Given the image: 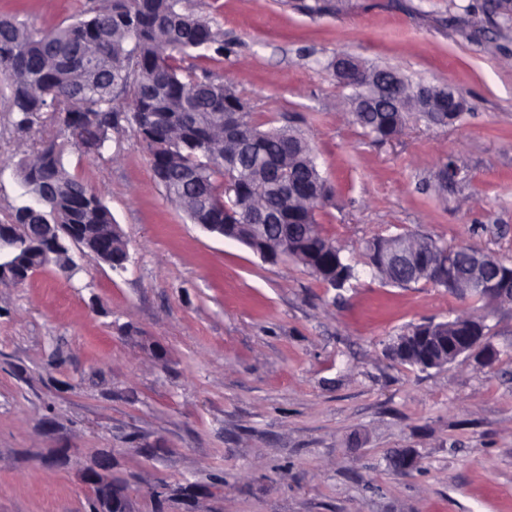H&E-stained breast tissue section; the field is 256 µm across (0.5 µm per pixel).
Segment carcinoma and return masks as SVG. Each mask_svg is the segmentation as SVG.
<instances>
[{
    "mask_svg": "<svg viewBox=\"0 0 512 512\" xmlns=\"http://www.w3.org/2000/svg\"><path fill=\"white\" fill-rule=\"evenodd\" d=\"M224 51L220 30L189 10L184 0H102L87 6L73 22L43 32L15 17L0 18V78L10 91L13 125L29 132L49 113L50 139L31 151L20 165L21 180L46 186L51 195L41 208L28 203L15 209L21 240L32 227L55 240L58 225H82L87 252L112 259L116 271L128 254L103 197L70 174L63 162L66 147L102 155L110 132L125 121L146 144L154 178L166 198L194 224H222L231 238L252 248L264 240L269 253L303 266L317 280L342 288L357 278L356 265L327 238L316 211L328 201L332 187L318 171L303 131L294 125L261 129L245 110L234 87L178 62L202 48ZM363 135L385 141L412 124L447 126L462 112L383 110L350 113ZM460 169L452 159L438 173V190L466 180L449 173ZM406 246L429 263L411 278L392 271L385 255ZM364 264L385 282L406 288L421 280L463 300L493 302L478 291L455 285L448 259L454 247L419 233L374 237L365 242ZM67 258L39 250L25 257L28 274L51 266L66 267ZM486 335L484 317L462 314L437 324L436 336L460 330ZM404 333L389 347L391 356L421 371L446 360L434 344L423 347Z\"/></svg>",
    "mask_w": 512,
    "mask_h": 512,
    "instance_id": "1",
    "label": "carcinoma"
}]
</instances>
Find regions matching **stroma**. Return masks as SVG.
Listing matches in <instances>:
<instances>
[{"label":"stroma","mask_w":512,"mask_h":512,"mask_svg":"<svg viewBox=\"0 0 512 512\" xmlns=\"http://www.w3.org/2000/svg\"><path fill=\"white\" fill-rule=\"evenodd\" d=\"M222 32L198 70L234 84L261 122L295 123L333 194L317 220L359 261L415 230L512 263V29L497 0H190ZM89 0H0L43 29ZM449 85L460 121L377 143L348 122L341 54ZM0 81V224L21 203L18 132ZM455 158L468 179L435 189ZM128 243L126 272L93 258L0 284V512H89L102 457L128 512H512V306L485 311L501 355L419 371L386 355L458 298L384 284L361 266L334 289L190 223L128 125L103 156L67 150ZM412 449L416 468L389 462Z\"/></svg>","instance_id":"35a3bbf8"}]
</instances>
